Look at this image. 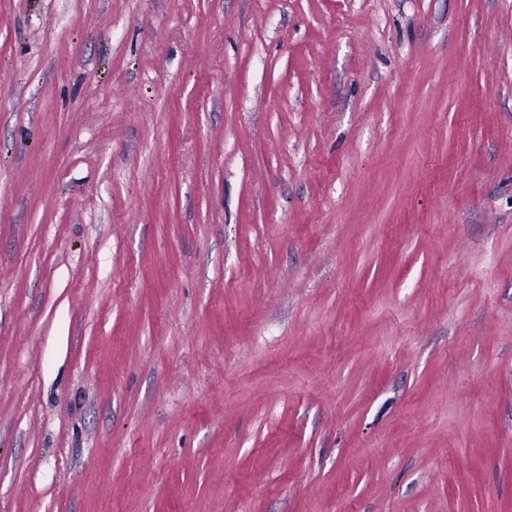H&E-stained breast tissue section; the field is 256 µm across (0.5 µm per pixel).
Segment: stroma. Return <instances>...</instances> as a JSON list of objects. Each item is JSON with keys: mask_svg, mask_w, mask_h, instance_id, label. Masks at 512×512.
Instances as JSON below:
<instances>
[{"mask_svg": "<svg viewBox=\"0 0 512 512\" xmlns=\"http://www.w3.org/2000/svg\"><path fill=\"white\" fill-rule=\"evenodd\" d=\"M0 512H512V0H0Z\"/></svg>", "mask_w": 512, "mask_h": 512, "instance_id": "stroma-1", "label": "stroma"}]
</instances>
